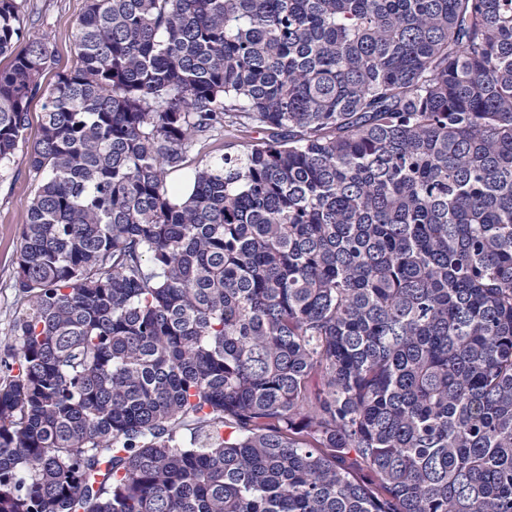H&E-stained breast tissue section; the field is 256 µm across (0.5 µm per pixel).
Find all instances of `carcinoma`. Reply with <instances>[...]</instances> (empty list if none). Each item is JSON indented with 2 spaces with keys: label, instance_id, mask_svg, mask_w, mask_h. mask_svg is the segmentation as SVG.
<instances>
[{
  "label": "carcinoma",
  "instance_id": "carcinoma-1",
  "mask_svg": "<svg viewBox=\"0 0 512 512\" xmlns=\"http://www.w3.org/2000/svg\"><path fill=\"white\" fill-rule=\"evenodd\" d=\"M75 46L44 85L0 0L45 174L0 512H512V0H88Z\"/></svg>",
  "mask_w": 512,
  "mask_h": 512
}]
</instances>
